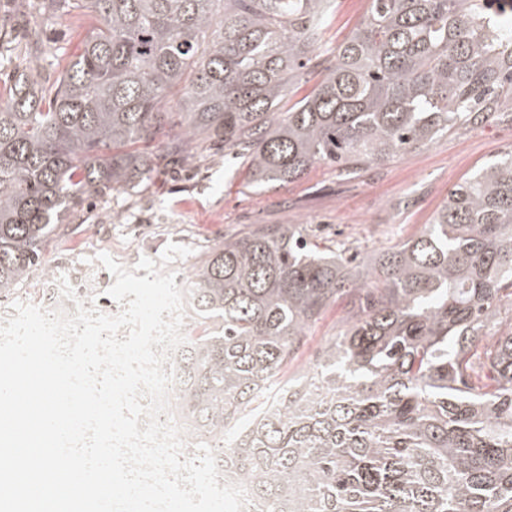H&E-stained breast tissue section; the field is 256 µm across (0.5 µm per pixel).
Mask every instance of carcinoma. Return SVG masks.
<instances>
[{
    "mask_svg": "<svg viewBox=\"0 0 512 512\" xmlns=\"http://www.w3.org/2000/svg\"><path fill=\"white\" fill-rule=\"evenodd\" d=\"M369 2L326 50L334 0H49L51 18L76 8L99 24L54 79L18 64L0 86V292L68 214L202 143L239 153L262 186L495 117L512 30L494 0ZM24 38L40 58L41 31ZM315 58L314 90L275 111ZM184 299L178 421L189 448L238 472L252 512H512V150L364 265L256 224L208 252ZM338 299L343 329L267 398Z\"/></svg>",
    "mask_w": 512,
    "mask_h": 512,
    "instance_id": "carcinoma-1",
    "label": "carcinoma"
}]
</instances>
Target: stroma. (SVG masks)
Here are the masks:
<instances>
[{
	"label": "stroma",
	"instance_id": "35a3bbf8",
	"mask_svg": "<svg viewBox=\"0 0 512 512\" xmlns=\"http://www.w3.org/2000/svg\"><path fill=\"white\" fill-rule=\"evenodd\" d=\"M367 8V0H336L325 33L329 46L355 30ZM14 16L41 29L54 58L41 70L53 77L79 54L96 23L79 10L50 20L37 0H0V18ZM498 108L501 115L493 121L461 126L356 174L318 163L301 179L265 190L247 185L243 168L226 158L224 149L210 148L180 171L152 174L147 190L95 201L63 224L46 245L41 268L0 294V319L14 316L17 301L46 309L70 306L60 292L63 279L83 301L104 299L115 278L98 261L101 253L131 269L141 257L159 259L168 244L190 247L188 256L167 266L181 286L208 251L255 224H292L320 245L341 244L362 257L417 237L454 186L512 150V90L501 94ZM346 314L342 300L325 311L307 345L280 373V382L307 371L343 327Z\"/></svg>",
	"mask_w": 512,
	"mask_h": 512
}]
</instances>
